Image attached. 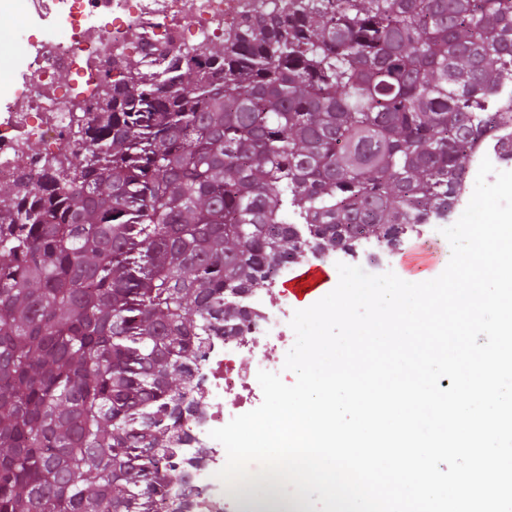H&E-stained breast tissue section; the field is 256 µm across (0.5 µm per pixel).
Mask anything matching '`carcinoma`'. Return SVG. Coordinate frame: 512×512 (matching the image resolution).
Returning <instances> with one entry per match:
<instances>
[{
	"mask_svg": "<svg viewBox=\"0 0 512 512\" xmlns=\"http://www.w3.org/2000/svg\"><path fill=\"white\" fill-rule=\"evenodd\" d=\"M507 77L512 0H277L112 59L74 150L0 182V512H180L193 339L302 249L448 217Z\"/></svg>",
	"mask_w": 512,
	"mask_h": 512,
	"instance_id": "carcinoma-1",
	"label": "carcinoma"
}]
</instances>
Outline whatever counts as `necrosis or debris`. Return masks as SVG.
Instances as JSON below:
<instances>
[{"label": "necrosis or debris", "instance_id": "4bbe7bcc", "mask_svg": "<svg viewBox=\"0 0 512 512\" xmlns=\"http://www.w3.org/2000/svg\"><path fill=\"white\" fill-rule=\"evenodd\" d=\"M258 0H0V12L20 13L14 33L10 76L0 82V181L19 171L37 173L36 148L67 153L73 116L93 111L95 97L110 73L114 54L139 57L161 47L176 53L223 35ZM498 123L470 144L456 184L453 215H461L482 159L494 168L512 166V82H504L487 103ZM249 319L235 336L211 337L192 377L193 389L212 397V408L185 416L188 435L178 457L190 477L184 487L195 512H224L225 499L202 495L210 460L196 461V447L211 430L257 397L258 380L242 370L237 357L248 351L265 363L289 341L281 324L289 304L257 292L244 297Z\"/></svg>", "mask_w": 512, "mask_h": 512}]
</instances>
